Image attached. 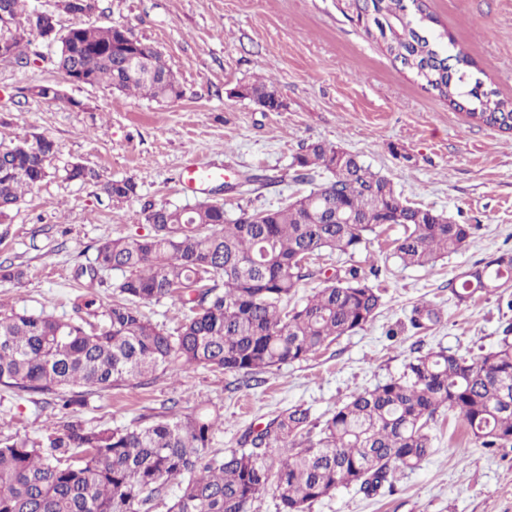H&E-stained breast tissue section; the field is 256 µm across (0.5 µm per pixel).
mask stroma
<instances>
[{
	"instance_id": "35a3bbf8",
	"label": "stroma",
	"mask_w": 512,
	"mask_h": 512,
	"mask_svg": "<svg viewBox=\"0 0 512 512\" xmlns=\"http://www.w3.org/2000/svg\"><path fill=\"white\" fill-rule=\"evenodd\" d=\"M97 26L122 25L158 48L182 85L183 96L157 101L104 85L68 81L56 48L33 39L27 61L0 59V142L33 133L51 137L58 152L51 174L0 221V262L24 276L0 281V303L34 314L103 322L119 272L85 291L78 266L103 240L152 234L145 206L190 208L206 198L223 203L227 217L273 208L310 191L294 179L301 144L322 141L359 155L392 180L404 199L477 225L461 251L425 267H406L394 255L404 233L385 224L366 247L327 252V272L350 266L370 274L384 294L376 319L340 337L307 360L265 373L255 389L234 388L232 374L198 366L176 374L133 379L112 389H86L79 415L90 426H135L177 401L224 417L212 446L238 447L281 411L309 407L323 421L354 392L400 376L416 353L447 349L475 358L512 341V311L496 296L457 304L449 285L475 263L512 251V134L477 124L424 89L395 65L381 45L342 10L341 0H100ZM440 26L465 47L480 79L512 99V0H429ZM271 80L285 103L271 112L231 96V89ZM58 85L60 100L31 95ZM79 163L95 176L71 181ZM190 163L225 167V184L205 195L179 182ZM256 173L265 183L248 185ZM128 179L136 193L110 199L105 182ZM88 307L75 310L77 297ZM430 306L441 320L418 332L414 307ZM61 413L36 394L0 386V439L33 437ZM434 451L412 471H396L391 486L368 495L352 486L312 504L308 512H512V447L478 448L448 411L430 425Z\"/></svg>"
}]
</instances>
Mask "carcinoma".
Segmentation results:
<instances>
[{
	"instance_id": "cac0c4a2",
	"label": "carcinoma",
	"mask_w": 512,
	"mask_h": 512,
	"mask_svg": "<svg viewBox=\"0 0 512 512\" xmlns=\"http://www.w3.org/2000/svg\"><path fill=\"white\" fill-rule=\"evenodd\" d=\"M27 0H0L12 22L8 58L26 56L28 36L57 45L66 77L81 71L91 86L178 99L182 87L162 53L117 26L78 23L45 37L37 8ZM345 12L378 41L392 61L414 75L448 106L477 122L512 132V100L484 87L463 46L437 33L427 0H344ZM263 107L276 108L273 83L242 86ZM29 92L61 98L54 84ZM56 142L44 134L0 143V219L50 175ZM295 181L330 179L309 194L274 208L240 210L202 201L191 209L148 206L154 233L139 240L102 241L76 278L86 287L119 271L103 326L61 320L0 306V385L49 396L70 414L36 437L0 439V512H140L158 499L167 512H251L273 494L278 512H306L342 488L367 495L398 469L414 470L433 452L430 423L452 412L479 448L512 446V343L477 359L441 349L409 361L402 376L353 394L322 425L310 410L292 406L241 447L211 451L220 413L201 407L189 414L170 407L146 425L91 427L73 414L84 405L76 387L108 389L157 372L210 366L241 376L258 375L308 359L342 336L364 329L382 303L366 274L349 268L323 287L296 298L315 274L309 262L329 251L352 253L384 224H401L395 257L405 267L430 265L457 253L479 230L404 201L391 180L372 172L358 155L322 141L300 146ZM104 191L121 202L135 193L129 180ZM512 252L503 251L462 273L452 286L457 303L495 295L512 310ZM178 296L188 309L176 328L152 324L141 304ZM429 307L413 309L410 325L427 330L440 322ZM178 494L167 499L170 484Z\"/></svg>"
}]
</instances>
